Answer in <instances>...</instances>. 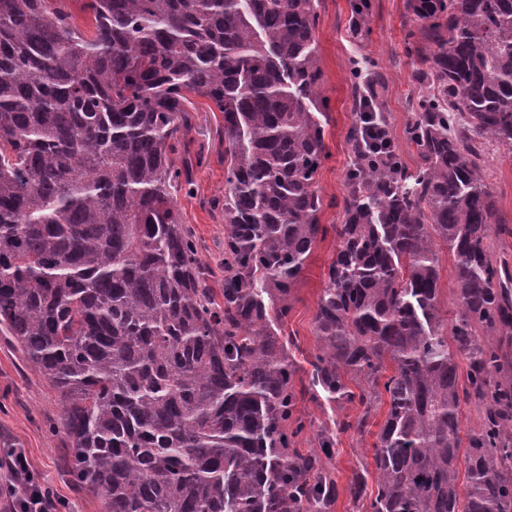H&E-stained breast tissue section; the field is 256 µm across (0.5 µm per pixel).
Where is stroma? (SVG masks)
<instances>
[{"instance_id": "stroma-1", "label": "stroma", "mask_w": 512, "mask_h": 512, "mask_svg": "<svg viewBox=\"0 0 512 512\" xmlns=\"http://www.w3.org/2000/svg\"><path fill=\"white\" fill-rule=\"evenodd\" d=\"M316 30L318 52L324 73L322 91L330 100L329 124L325 143L330 154L320 169L317 187L324 199L320 221H342L346 195L345 173L349 162L346 132L352 120L349 96L351 59L366 57L375 61L387 78L384 110L390 130L405 165L416 168L418 158L406 140V127L413 116V104L422 94L413 74L420 58L408 53L410 32L417 25L406 8V0H371L366 33L353 36L349 29L350 0H319ZM187 109L192 117L190 137L205 151V161L194 170V192L178 194L177 206L183 223L189 224L202 247V258L213 262L224 242V217L211 210V198L224 193V115L211 111L207 99L191 96ZM488 182L499 213L512 221V160L499 157L490 147ZM337 242L327 237L319 242L295 290L296 301L283 326L292 343L288 354L297 367L294 379L300 398L298 411L310 422L296 438L301 452L317 447L321 429L333 427L336 419L357 418L362 408L355 403L340 405L308 398L311 386L310 362L316 347L313 321L318 296L324 286L326 268L336 254ZM59 393L42 375L32 371L10 337L0 335V446L23 449L37 481L52 490L56 512H104L99 497L73 482L67 460L69 441L65 434L51 432L60 416ZM384 419L376 413L367 433L350 430L337 437L336 453L330 463L339 489L334 512H355L345 488L362 468L371 467V445Z\"/></svg>"}]
</instances>
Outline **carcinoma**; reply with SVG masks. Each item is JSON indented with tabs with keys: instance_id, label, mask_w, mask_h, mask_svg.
Instances as JSON below:
<instances>
[{
	"instance_id": "1",
	"label": "carcinoma",
	"mask_w": 512,
	"mask_h": 512,
	"mask_svg": "<svg viewBox=\"0 0 512 512\" xmlns=\"http://www.w3.org/2000/svg\"><path fill=\"white\" fill-rule=\"evenodd\" d=\"M318 0H0V331L60 392L74 483L106 512H331L327 431L294 439L282 326L334 234L311 377L331 402L386 407L364 512H512V236L486 181L512 155V0H407L427 92L390 135L371 60L349 70L342 222L319 223L328 102ZM354 0L351 26L369 22ZM224 114V251L182 223L205 160L189 95ZM457 314L441 313L439 244ZM221 287L214 288V280ZM465 369H460V363ZM359 380L358 391L348 385ZM480 411L462 432V410ZM375 489L367 490L368 478Z\"/></svg>"
}]
</instances>
